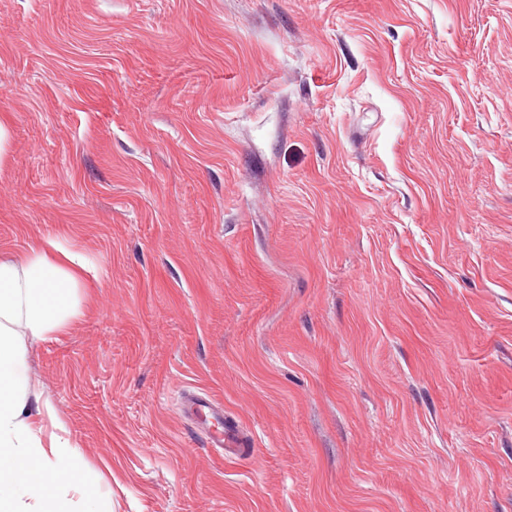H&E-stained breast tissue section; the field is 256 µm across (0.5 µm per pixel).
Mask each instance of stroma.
I'll return each instance as SVG.
<instances>
[{"instance_id": "stroma-1", "label": "stroma", "mask_w": 512, "mask_h": 512, "mask_svg": "<svg viewBox=\"0 0 512 512\" xmlns=\"http://www.w3.org/2000/svg\"><path fill=\"white\" fill-rule=\"evenodd\" d=\"M0 123V254L90 262L26 341L85 494L512 512V0H0ZM184 412L199 419L208 425L206 439L209 445L227 458H243L245 455L243 441L231 430L224 428V407L214 402L206 395L193 393L184 404Z\"/></svg>"}]
</instances>
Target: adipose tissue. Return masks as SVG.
Returning <instances> with one entry per match:
<instances>
[{"mask_svg":"<svg viewBox=\"0 0 512 512\" xmlns=\"http://www.w3.org/2000/svg\"><path fill=\"white\" fill-rule=\"evenodd\" d=\"M81 259L48 240L21 258L0 257V512H72L79 459L24 416L26 337L48 335L76 315Z\"/></svg>","mask_w":512,"mask_h":512,"instance_id":"ef3b65f1","label":"adipose tissue"}]
</instances>
